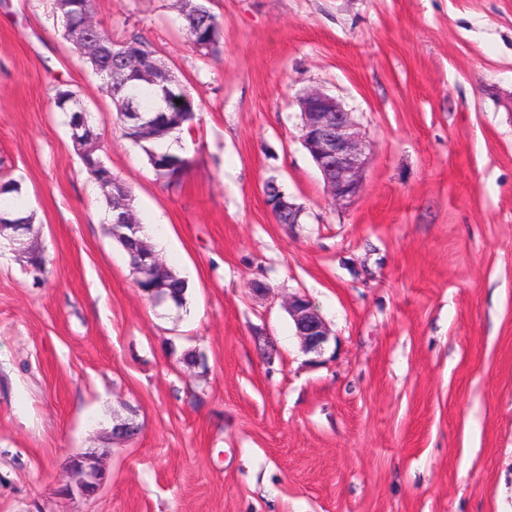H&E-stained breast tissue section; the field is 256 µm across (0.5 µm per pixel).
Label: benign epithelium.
Here are the masks:
<instances>
[{
	"label": "benign epithelium",
	"mask_w": 512,
	"mask_h": 512,
	"mask_svg": "<svg viewBox=\"0 0 512 512\" xmlns=\"http://www.w3.org/2000/svg\"><path fill=\"white\" fill-rule=\"evenodd\" d=\"M82 55L93 59L104 54L109 40L94 20L92 10L83 11V19L70 26ZM125 68L140 74L154 86H163L176 80L173 72L164 64L147 68L143 57L124 53ZM301 125L300 140L322 174L324 185L331 199L342 205L351 203L362 189V174L366 164L368 143L360 125L352 113L334 96L319 88H307L297 99ZM70 139L80 154L93 152L99 136L85 109L71 108ZM264 195L275 215L287 218L288 223H299L300 211L278 188L265 187ZM138 274L147 279L157 276L161 267L157 255L138 254L135 259ZM290 315L296 336L307 353L321 354L330 336V330L309 299L295 294L288 297ZM70 469H79L83 476L66 485L70 497H92L100 491L104 477L92 466L89 456L74 457Z\"/></svg>",
	"instance_id": "benign-epithelium-1"
}]
</instances>
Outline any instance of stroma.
<instances>
[{
	"label": "stroma",
	"instance_id": "stroma-1",
	"mask_svg": "<svg viewBox=\"0 0 512 512\" xmlns=\"http://www.w3.org/2000/svg\"><path fill=\"white\" fill-rule=\"evenodd\" d=\"M208 6L224 25L197 50L174 0H94L193 100L176 144L192 164L168 187L54 0H0V176L51 269L35 283L0 248V512H512V0ZM61 87L187 281L183 306L137 288ZM307 87L369 143L350 205L299 139ZM270 179L299 223H277ZM295 292L330 327L322 355L294 334ZM126 420L134 439H105ZM87 451L104 487L65 496ZM69 94L73 96L70 90H67ZM67 91L61 89L58 90L55 98V106L61 111L66 112L68 121L70 120V113L62 107L63 96ZM72 112L71 121L69 124V135L70 139L80 154H91L94 150L96 141L99 136L95 133L94 125L89 119V112L79 107L74 108L70 105Z\"/></svg>",
	"mask_w": 512,
	"mask_h": 512
}]
</instances>
